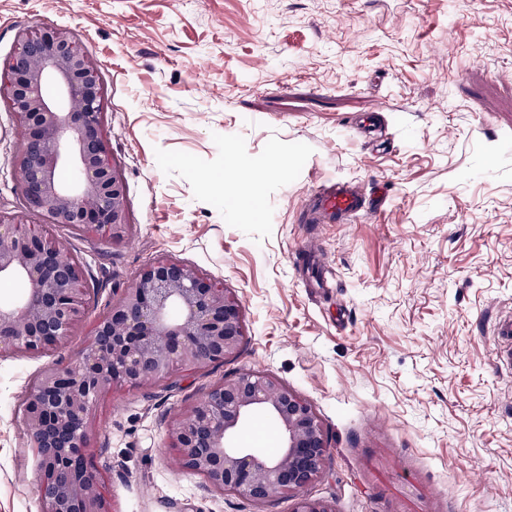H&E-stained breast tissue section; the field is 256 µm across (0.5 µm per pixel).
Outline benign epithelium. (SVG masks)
I'll return each mask as SVG.
<instances>
[{
    "label": "benign epithelium",
    "mask_w": 512,
    "mask_h": 512,
    "mask_svg": "<svg viewBox=\"0 0 512 512\" xmlns=\"http://www.w3.org/2000/svg\"><path fill=\"white\" fill-rule=\"evenodd\" d=\"M102 64L67 28L23 31L0 61V98L21 133L14 163L28 212L51 224L121 241L131 230L126 181L112 158L103 117ZM55 86L57 95L46 92ZM76 174L60 177L65 167ZM24 288L0 302V350L61 349L85 316L87 291L77 256L63 241L24 234L0 214V280ZM245 337L243 305L197 267L159 259L94 328L93 340L66 364L46 368L28 397L23 429L35 449L39 512H109L87 438L99 402L117 387L150 386L177 370L233 358ZM280 436L273 456L235 439L255 415ZM170 445L184 470L214 489L260 504L294 494L293 512H335L302 493L325 475L329 445L314 407L276 378L244 372L226 378L177 414Z\"/></svg>",
    "instance_id": "1"
}]
</instances>
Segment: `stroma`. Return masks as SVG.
Here are the masks:
<instances>
[{
    "label": "stroma",
    "mask_w": 512,
    "mask_h": 512,
    "mask_svg": "<svg viewBox=\"0 0 512 512\" xmlns=\"http://www.w3.org/2000/svg\"><path fill=\"white\" fill-rule=\"evenodd\" d=\"M72 30L102 64L127 188L119 242L49 226L91 276L61 351L0 353V512H39L23 404L145 264L197 266L242 301L238 355L101 400L89 448L111 512H291L210 487L169 446L224 378H277L330 445L306 488L336 512H512V0H0L19 32ZM381 112L372 140L353 117ZM21 134L0 102V213ZM388 192L377 216L308 224L326 179Z\"/></svg>",
    "instance_id": "obj_1"
}]
</instances>
